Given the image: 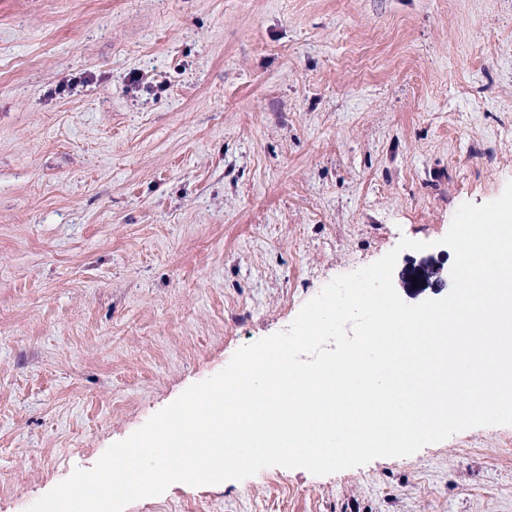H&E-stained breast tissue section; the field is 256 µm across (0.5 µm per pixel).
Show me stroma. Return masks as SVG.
<instances>
[{"instance_id":"35a3bbf8","label":"stroma","mask_w":512,"mask_h":512,"mask_svg":"<svg viewBox=\"0 0 512 512\" xmlns=\"http://www.w3.org/2000/svg\"><path fill=\"white\" fill-rule=\"evenodd\" d=\"M511 182L512 0H0V512ZM124 512H512V425Z\"/></svg>"}]
</instances>
